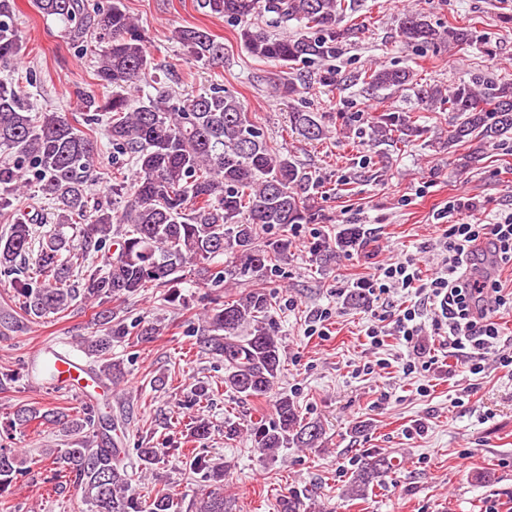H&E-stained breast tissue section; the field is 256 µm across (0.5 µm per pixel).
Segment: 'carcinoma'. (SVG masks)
Returning <instances> with one entry per match:
<instances>
[{
	"instance_id": "cac0c4a2",
	"label": "carcinoma",
	"mask_w": 512,
	"mask_h": 512,
	"mask_svg": "<svg viewBox=\"0 0 512 512\" xmlns=\"http://www.w3.org/2000/svg\"><path fill=\"white\" fill-rule=\"evenodd\" d=\"M41 14L60 20L70 39L93 38L100 47L95 77L105 89L101 97L77 91L89 129L104 123L110 136L112 168L125 162L136 166L131 182L112 181V200L94 201L92 185L100 156L98 141L74 127L62 112H36L31 95L7 78H0V211L14 207L21 193L32 187L55 205L58 229L43 236L34 259H29L32 230L28 220L9 225L0 237V276L10 288L19 313L0 319L37 320L62 315L80 299L97 309L95 334L87 352L100 363L99 373L116 384L123 377L121 363L112 360V346L126 341L125 321L108 304L150 288L174 285L178 273L194 268L208 288L236 285L250 276L248 292L221 301L201 315L202 349L224 360V384L249 398L270 394L282 370L283 350L275 327L267 319L269 294L264 278L288 260L292 245L288 228L324 224L326 217L311 204L319 180L305 171L286 147L267 143L264 131L239 100L218 83L199 94L173 100L165 92L140 96V83L150 64L145 36L122 8L121 0L103 9L88 0H32ZM211 16L242 22L263 7L283 22L295 20L307 32L275 36L249 26L239 38L253 57L281 68L319 65L318 80L336 86L359 81L369 90H403L417 84L406 68L369 69L351 77L341 75L329 61L336 58L348 31L340 28L344 0H200ZM15 0H0V69L11 67L24 54ZM404 41L434 46L446 39L459 46L474 42L472 28L448 25L441 30L421 12L408 10L400 20ZM173 40L197 61L214 65L224 59V44L206 28L182 27ZM420 99L452 112L448 147L477 142L466 159L480 157L482 146L512 136V81L476 76L448 92L428 87ZM375 143L410 142L425 127L408 112L385 110L366 117ZM288 127L307 141L327 135L329 122L321 112L295 109ZM123 202L121 210L115 202ZM85 222L82 236L67 237L64 225ZM362 228L349 224L334 241L311 243V253L327 263L351 251ZM224 257L219 264L215 259ZM101 264H94L95 259ZM80 275L82 287L73 285ZM210 400V387L198 382L183 394L182 405L193 409ZM41 419L65 426L71 439L65 448H47L43 455L57 465L70 484L82 493L91 512H228L224 492L213 489L186 502L159 490L150 500L132 492L131 475L117 453L126 452L110 432L120 430L103 404L83 405L76 415L40 411L21 405L0 433L7 437L17 426ZM322 436L316 422L304 421L292 398L276 400L275 418L251 428L254 447L266 453L294 445L314 447ZM162 449L139 444L142 471L149 473ZM21 458L0 445V487L21 474ZM393 467L385 457H366L348 488L351 497L364 496L370 485ZM190 469L207 481L224 476V465L195 455ZM296 494L282 497L278 512H303Z\"/></svg>"
}]
</instances>
